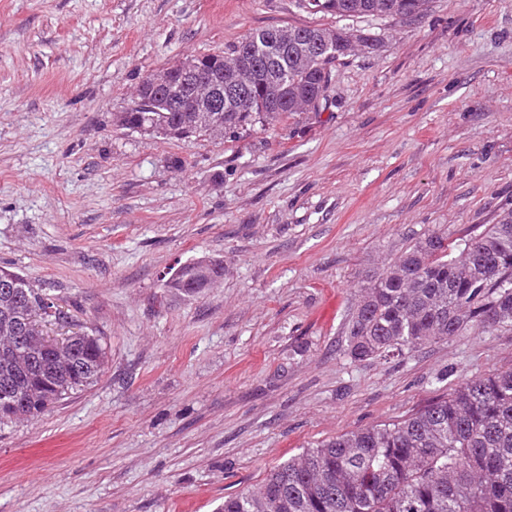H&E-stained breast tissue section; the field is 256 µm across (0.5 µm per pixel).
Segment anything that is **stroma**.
Here are the masks:
<instances>
[{
  "mask_svg": "<svg viewBox=\"0 0 512 512\" xmlns=\"http://www.w3.org/2000/svg\"><path fill=\"white\" fill-rule=\"evenodd\" d=\"M296 0H0V266L100 336L97 382L0 428V512H217L276 465L512 370V330L351 361L369 276L512 211V0H430L336 62L325 100L223 137L114 122L150 74ZM210 256L216 282L165 288Z\"/></svg>",
  "mask_w": 512,
  "mask_h": 512,
  "instance_id": "35a3bbf8",
  "label": "stroma"
}]
</instances>
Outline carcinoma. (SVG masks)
I'll return each mask as SVG.
<instances>
[{
	"label": "carcinoma",
	"mask_w": 512,
	"mask_h": 512,
	"mask_svg": "<svg viewBox=\"0 0 512 512\" xmlns=\"http://www.w3.org/2000/svg\"><path fill=\"white\" fill-rule=\"evenodd\" d=\"M300 0L310 13L344 19L420 16L428 0ZM319 26L252 30L224 47L215 61L224 80L237 77L242 49L257 66L247 111L224 99V132L274 124L289 112L318 106L341 56L315 54ZM288 33V41L282 40ZM372 46L377 39L336 29V40ZM155 126L163 137L190 138L179 113L164 100L144 98L126 113V128ZM0 344L25 337L4 364L0 355V424L16 420L7 402H25L35 419L49 406L97 381L106 363L101 338L71 337L60 351H42L21 321L54 307L47 294L20 274L0 269ZM470 329H512V212L480 233L452 237L434 231L415 241L400 260L371 276L345 325L344 354L353 362L403 354ZM222 512H512V370L461 383L446 398L392 423L368 427L308 448L276 466L257 487L224 499Z\"/></svg>",
	"instance_id": "obj_1"
}]
</instances>
